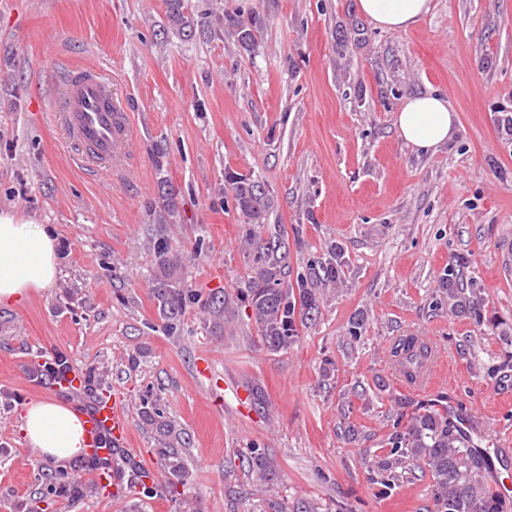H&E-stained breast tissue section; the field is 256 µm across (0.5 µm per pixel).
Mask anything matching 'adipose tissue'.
Instances as JSON below:
<instances>
[{"label": "adipose tissue", "instance_id": "1", "mask_svg": "<svg viewBox=\"0 0 512 512\" xmlns=\"http://www.w3.org/2000/svg\"><path fill=\"white\" fill-rule=\"evenodd\" d=\"M360 14L379 27L404 30L430 10V0H358ZM455 113L443 95L428 93L406 99L395 116L397 132L415 150L430 152L448 141ZM60 269L51 226L0 210V304L11 305L30 290L52 287ZM22 432L43 457L68 469L83 448V428L76 413L53 398L25 406Z\"/></svg>", "mask_w": 512, "mask_h": 512}]
</instances>
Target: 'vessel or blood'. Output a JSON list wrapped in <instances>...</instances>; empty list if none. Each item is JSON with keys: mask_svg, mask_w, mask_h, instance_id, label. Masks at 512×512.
Instances as JSON below:
<instances>
[{"mask_svg": "<svg viewBox=\"0 0 512 512\" xmlns=\"http://www.w3.org/2000/svg\"><path fill=\"white\" fill-rule=\"evenodd\" d=\"M65 90L56 119L78 149L82 163L112 162L126 157L132 127L127 112L112 98V84L88 66H74L64 59L52 60ZM88 448L112 462V485L122 493L129 473L148 472L145 459L128 442V419L122 406L112 401H94L81 412Z\"/></svg>", "mask_w": 512, "mask_h": 512, "instance_id": "b4317fda", "label": "vessel or blood"}]
</instances>
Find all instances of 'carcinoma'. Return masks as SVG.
<instances>
[{
    "label": "carcinoma",
    "instance_id": "cac0c4a2",
    "mask_svg": "<svg viewBox=\"0 0 512 512\" xmlns=\"http://www.w3.org/2000/svg\"><path fill=\"white\" fill-rule=\"evenodd\" d=\"M167 4L170 29L187 38L205 33V25L195 23L185 13L183 0H167ZM228 23L235 29L242 47L247 49L254 45L255 22L245 23L231 17ZM232 192L238 210L250 223L260 220L270 205L266 189L247 177L234 178ZM280 249L281 246L271 240L257 243L252 257L254 276L245 294L262 342L272 351L286 350L296 343L297 318L306 317L317 308L316 292L311 285L336 278L342 266L341 253L333 251L326 260L310 264L309 273L297 278L294 289L285 278V257ZM154 255L157 274L152 279V291L164 327L173 335L195 293L183 283L184 255L172 253L162 237L155 242ZM231 307L232 302L224 292L212 294L208 300L211 323L221 326ZM391 356L405 376L412 379L421 374L430 352L417 338L403 336L393 345ZM35 367L41 380L48 384L69 369L68 357L56 352L44 362L35 363ZM103 377L104 372L93 366L82 371V391L86 396L94 398L103 390ZM141 416L143 424L154 435V454L165 473V493L174 499L181 495L180 488L186 487L190 479L184 453L189 442L176 421L147 397L142 400ZM389 444L388 456L378 462V475L384 488L391 487L394 471L412 459L430 468L438 512H506V501L481 483L485 459L471 449L458 422L448 414V408L433 403L421 405L409 414H397ZM245 460L258 480L266 482L273 475L274 461L265 449H248ZM97 489L99 486L93 483L58 472L49 478L47 495L74 500Z\"/></svg>",
    "mask_w": 512,
    "mask_h": 512
}]
</instances>
